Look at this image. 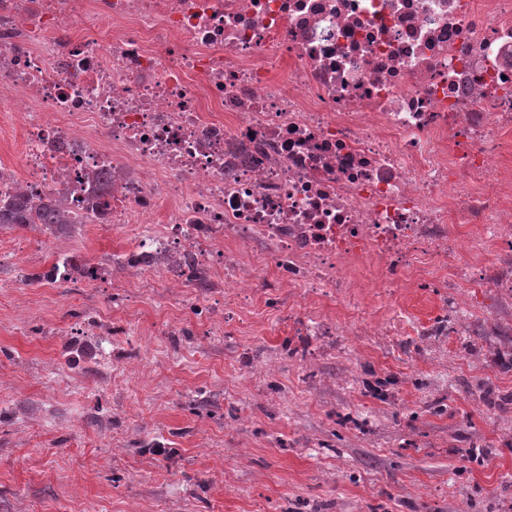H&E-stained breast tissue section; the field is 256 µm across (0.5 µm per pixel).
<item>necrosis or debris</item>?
Instances as JSON below:
<instances>
[{"mask_svg": "<svg viewBox=\"0 0 512 512\" xmlns=\"http://www.w3.org/2000/svg\"><path fill=\"white\" fill-rule=\"evenodd\" d=\"M4 103L0 198L168 209L138 277L512 294V0H0ZM24 145V130L10 118L8 112H0V163L17 167Z\"/></svg>", "mask_w": 512, "mask_h": 512, "instance_id": "obj_1", "label": "necrosis or debris"}]
</instances>
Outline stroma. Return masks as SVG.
I'll use <instances>...</instances> for the list:
<instances>
[{
	"label": "stroma",
	"instance_id": "obj_1",
	"mask_svg": "<svg viewBox=\"0 0 512 512\" xmlns=\"http://www.w3.org/2000/svg\"><path fill=\"white\" fill-rule=\"evenodd\" d=\"M151 230L0 226V512H512V422L473 392H512L500 289L428 340L447 289L41 278Z\"/></svg>",
	"mask_w": 512,
	"mask_h": 512
}]
</instances>
